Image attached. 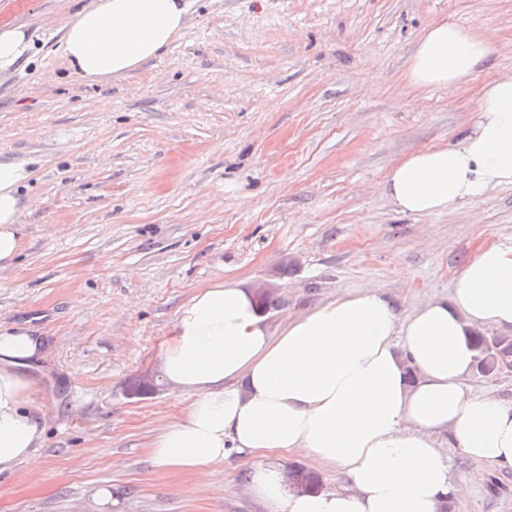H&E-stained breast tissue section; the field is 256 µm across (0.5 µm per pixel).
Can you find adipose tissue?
<instances>
[{
  "label": "adipose tissue",
  "instance_id": "obj_1",
  "mask_svg": "<svg viewBox=\"0 0 512 512\" xmlns=\"http://www.w3.org/2000/svg\"><path fill=\"white\" fill-rule=\"evenodd\" d=\"M187 0H92L63 23L62 53L87 79L120 78L156 58L185 27ZM493 53L489 38L452 21L428 27L407 79L456 104ZM476 119L454 144L414 151L387 173L400 212L451 213L512 185V74L480 89ZM27 161L0 160V272L20 252ZM512 329V247L479 246L450 295L400 314L373 287L344 291L271 330L253 288L197 289L177 311L160 358L165 381L189 398L149 443L165 471L223 477L230 453L300 454L339 470L341 489L284 493L272 469L252 471L250 496L269 512H442L460 494L444 454L456 443L478 466L512 470V402L473 391L472 331ZM42 342L31 328L0 332V476L26 465L38 482L47 421L31 369Z\"/></svg>",
  "mask_w": 512,
  "mask_h": 512
}]
</instances>
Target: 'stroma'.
<instances>
[{"label": "stroma", "instance_id": "1", "mask_svg": "<svg viewBox=\"0 0 512 512\" xmlns=\"http://www.w3.org/2000/svg\"><path fill=\"white\" fill-rule=\"evenodd\" d=\"M90 0H0L31 48L0 77V155L29 161L20 254L0 273V331L42 337L38 484L0 477V512H268L235 453L224 478L156 467L148 444L189 399L158 372L178 309L228 279L271 290V329L364 287L401 313L446 296L472 252L512 244V186L453 214L397 211L382 192L408 153L458 140L492 75L512 72V0H195L157 58L91 81L60 52ZM489 37L488 67L456 106L406 80L424 30ZM294 271L281 274L283 261ZM462 495L448 512H512V470L447 451Z\"/></svg>", "mask_w": 512, "mask_h": 512}]
</instances>
